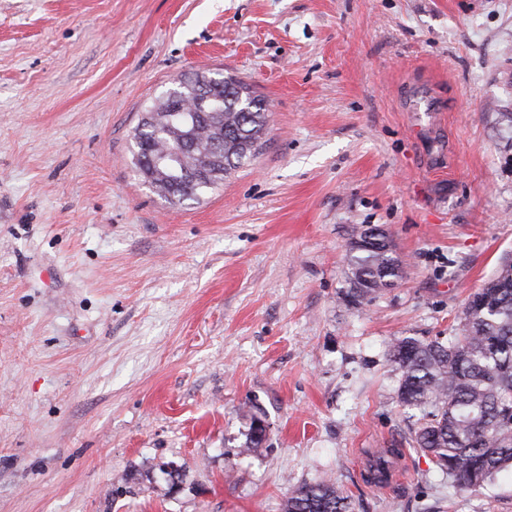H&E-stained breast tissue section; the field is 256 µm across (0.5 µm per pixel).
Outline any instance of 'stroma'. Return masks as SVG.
<instances>
[{
  "label": "stroma",
  "mask_w": 512,
  "mask_h": 512,
  "mask_svg": "<svg viewBox=\"0 0 512 512\" xmlns=\"http://www.w3.org/2000/svg\"><path fill=\"white\" fill-rule=\"evenodd\" d=\"M198 71L268 122L173 203L133 133ZM366 225L404 273L355 306ZM506 257L512 0H0V512H281L324 478L351 512H512L511 476L460 492L414 449L390 359Z\"/></svg>",
  "instance_id": "obj_1"
}]
</instances>
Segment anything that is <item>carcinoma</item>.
I'll list each match as a JSON object with an SVG mask.
<instances>
[{
  "instance_id": "carcinoma-1",
  "label": "carcinoma",
  "mask_w": 512,
  "mask_h": 512,
  "mask_svg": "<svg viewBox=\"0 0 512 512\" xmlns=\"http://www.w3.org/2000/svg\"><path fill=\"white\" fill-rule=\"evenodd\" d=\"M223 108L198 111L199 94ZM157 123L135 129L137 172L170 202L197 199L246 163L265 134L267 107L241 82L213 78L200 86L184 77L152 106ZM352 278L346 294L360 305L392 288L402 269L389 236L379 227L362 228L346 254ZM495 276L507 284L490 288L492 300L480 309L467 302L455 335L448 340H395L391 358L400 373L399 403L422 412L413 442L432 457L442 475L461 491H477L503 471H512V259ZM388 448L373 455L367 481L388 470ZM336 482L322 479L293 487L283 512H348Z\"/></svg>"
}]
</instances>
